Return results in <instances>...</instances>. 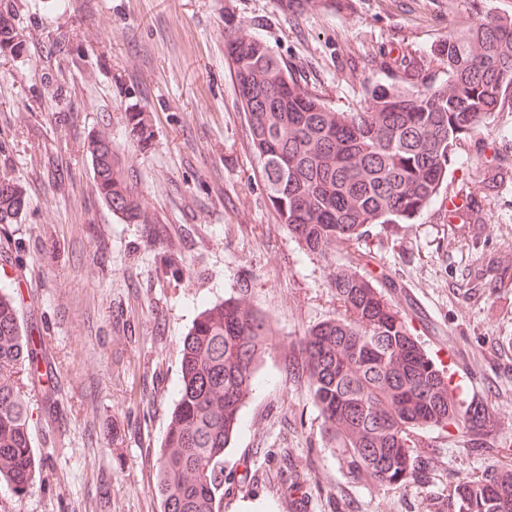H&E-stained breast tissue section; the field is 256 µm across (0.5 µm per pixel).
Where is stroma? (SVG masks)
<instances>
[{
    "mask_svg": "<svg viewBox=\"0 0 512 512\" xmlns=\"http://www.w3.org/2000/svg\"><path fill=\"white\" fill-rule=\"evenodd\" d=\"M284 13L279 0H0L26 52L0 56V176L30 205L0 224V277L50 383L22 374L39 459L25 497L0 512H160L156 463L180 376L179 345L203 305L247 285L271 320L243 426L224 454L221 512H447L450 485L512 468V109L458 146L448 180L411 224H372L331 261L307 254L269 207L234 82L224 18L259 35L331 109L433 56L455 23L512 0H349ZM67 34L66 50L56 48ZM155 137L142 151L125 115ZM108 132L153 214L128 224L92 191L88 137ZM363 275L407 319L458 396L491 426L425 427L422 478L396 487L351 472L326 446L296 344L338 316L330 266ZM126 120V130L133 144L140 150L148 147L154 135L149 115L144 112H129Z\"/></svg>",
    "mask_w": 512,
    "mask_h": 512,
    "instance_id": "1",
    "label": "stroma"
}]
</instances>
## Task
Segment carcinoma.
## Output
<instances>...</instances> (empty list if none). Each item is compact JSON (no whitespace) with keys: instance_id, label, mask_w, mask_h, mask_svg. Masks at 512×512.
I'll list each match as a JSON object with an SVG mask.
<instances>
[{"instance_id":"1","label":"carcinoma","mask_w":512,"mask_h":512,"mask_svg":"<svg viewBox=\"0 0 512 512\" xmlns=\"http://www.w3.org/2000/svg\"><path fill=\"white\" fill-rule=\"evenodd\" d=\"M318 0H281L301 16ZM224 22V61L233 74L266 198L280 223L309 254L329 258L360 239L370 224H407L426 209L448 177L457 145L512 103V13L472 17L453 27L448 48L434 52L445 78L413 70L379 87L358 112H336L258 36L235 35ZM24 51L13 14L0 8V54ZM456 94L448 96V86ZM126 130L145 149L149 115L126 114ZM93 188L128 224L154 218L130 186L109 134L86 145ZM29 204L24 188L0 179V224ZM340 314L304 332L298 347L307 389L324 436L351 468L379 484L402 486L422 471L414 430L463 427L481 436L488 413L463 405L450 376L426 355L406 320L368 279L330 266ZM14 281L0 279V484L19 498L37 469L32 413L17 374L37 378L42 351L20 319ZM272 325L241 289L205 307L178 355L177 400L157 458L153 492L161 512H219L224 452L237 432L257 368L271 350ZM456 512H512V470L466 480L448 494Z\"/></svg>"}]
</instances>
